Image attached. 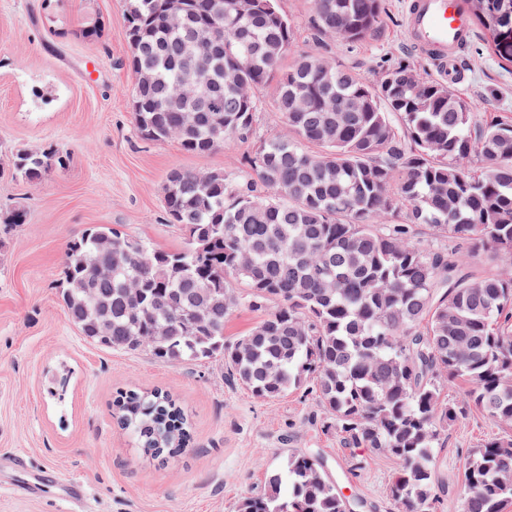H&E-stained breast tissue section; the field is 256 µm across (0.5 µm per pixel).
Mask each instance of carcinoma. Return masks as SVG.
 <instances>
[{
	"instance_id": "cac0c4a2",
	"label": "carcinoma",
	"mask_w": 512,
	"mask_h": 512,
	"mask_svg": "<svg viewBox=\"0 0 512 512\" xmlns=\"http://www.w3.org/2000/svg\"><path fill=\"white\" fill-rule=\"evenodd\" d=\"M166 0H123L136 129L199 156L254 139L257 92L275 83L290 135L272 133L246 157L249 177L171 171L169 222L187 233L175 252L101 224L70 242L61 299L81 336L170 364L224 360L253 395L315 397L322 428L346 448L396 465L387 493L397 512H435V448L462 402L512 427V274L459 264L468 247L512 259V124L414 65L380 80L319 54L287 65L295 26L276 0L236 15L231 0H181L190 26L165 24ZM472 23L500 52L512 0H467ZM316 28L349 46L383 22V0H313ZM222 53L194 69L195 39ZM52 148L21 152L30 182L64 165ZM235 279L242 289L234 288ZM261 313L224 338L238 307ZM117 416L142 454L186 447L189 422L168 393L119 392ZM261 497L237 512H349L321 459L291 452ZM461 512H512V435L474 449Z\"/></svg>"
}]
</instances>
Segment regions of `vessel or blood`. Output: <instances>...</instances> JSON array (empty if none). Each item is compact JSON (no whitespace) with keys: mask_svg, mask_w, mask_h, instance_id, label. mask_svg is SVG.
<instances>
[{"mask_svg":"<svg viewBox=\"0 0 512 512\" xmlns=\"http://www.w3.org/2000/svg\"><path fill=\"white\" fill-rule=\"evenodd\" d=\"M404 20L411 47L443 76L461 80V52L473 32L464 0H406Z\"/></svg>","mask_w":512,"mask_h":512,"instance_id":"b4317fda","label":"vessel or blood"}]
</instances>
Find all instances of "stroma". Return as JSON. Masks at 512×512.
Segmentation results:
<instances>
[{
    "mask_svg": "<svg viewBox=\"0 0 512 512\" xmlns=\"http://www.w3.org/2000/svg\"><path fill=\"white\" fill-rule=\"evenodd\" d=\"M296 26L294 53L336 59L369 80L383 68L432 63L407 42L403 0H384V22L357 46L316 41L311 0H278ZM104 24L99 40L83 30ZM122 0H0V512H65L54 485L40 497L13 495L21 480L1 457L22 455L27 470L78 480L83 512H237L265 491V475L288 451L323 455L329 476L367 502L394 512L386 490L392 462L364 448L341 447L321 429L322 410L295 392L263 400L224 376V364L155 361L84 340L60 294L70 241L107 224L151 248L182 249L186 234L169 224L162 186L175 169L244 172L247 143L197 156L177 141L142 139L134 125L133 74ZM463 97L480 112L512 122V66L473 39L465 54ZM54 147L63 167L29 182L13 168L22 150ZM23 221L8 223L13 212ZM161 389L176 397L191 424L189 448L163 460L140 456L120 426L119 391ZM503 429L464 406L438 450L445 486L436 512H460L468 452ZM367 465L352 471L353 458Z\"/></svg>",
    "mask_w": 512,
    "mask_h": 512,
    "instance_id": "stroma-1",
    "label": "stroma"
}]
</instances>
